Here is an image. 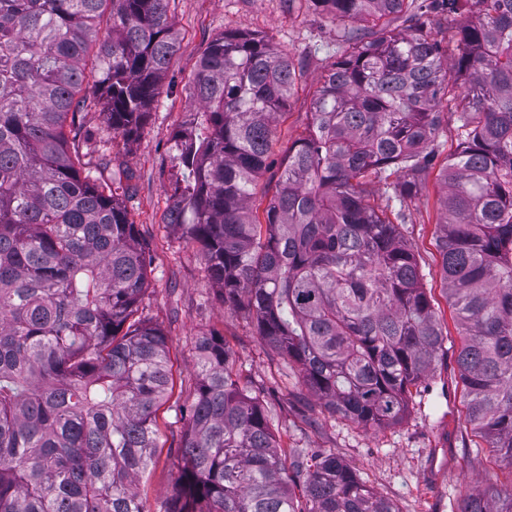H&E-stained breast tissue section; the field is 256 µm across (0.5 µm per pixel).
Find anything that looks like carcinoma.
<instances>
[{"label":"carcinoma","instance_id":"obj_1","mask_svg":"<svg viewBox=\"0 0 512 512\" xmlns=\"http://www.w3.org/2000/svg\"><path fill=\"white\" fill-rule=\"evenodd\" d=\"M169 2L0 0V512H150L136 482L158 447L167 337L137 317L148 264L119 173L82 171L66 127L98 109L138 133L180 47ZM311 2L336 19V54L263 216L249 202L305 59L226 33L189 79L201 119L174 137L169 224L331 417L395 423L448 354L403 224L455 108L435 247L468 421L512 467V0ZM196 357L164 512H398L335 455L282 454L224 337ZM459 512H512V490Z\"/></svg>","mask_w":512,"mask_h":512}]
</instances>
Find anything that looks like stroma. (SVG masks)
Masks as SVG:
<instances>
[{"mask_svg": "<svg viewBox=\"0 0 512 512\" xmlns=\"http://www.w3.org/2000/svg\"><path fill=\"white\" fill-rule=\"evenodd\" d=\"M170 13L181 34L161 95L131 141L113 135L99 112L80 116L75 141L85 168L98 170L102 154L128 177L118 195L130 211L146 248L149 287L140 315L169 339L173 388L156 413L159 446L139 490L150 512H160L177 492L178 447L185 421L179 405L192 398L198 338L223 335L233 352L232 369L249 381L267 408L282 449L324 450L345 461L399 512H457L463 495L487 487L512 485V470L484 447L466 421L467 397L456 356L460 330L441 279L435 247L441 184L429 173L421 195L409 204L404 228L413 246L423 284L447 336L448 356L418 387L412 388L402 420L382 428L331 418L300 386L293 370L267 349L244 313L222 307L196 244L165 223L171 197L183 188V173L172 150L175 134L198 118L187 83L207 43L224 33L247 31L270 41L280 52L306 57L307 70L284 116L274 124L271 158L281 161L307 129L311 102L324 62L312 48L331 50L336 23L299 0L288 10L284 0H171Z\"/></svg>", "mask_w": 512, "mask_h": 512, "instance_id": "stroma-1", "label": "stroma"}]
</instances>
